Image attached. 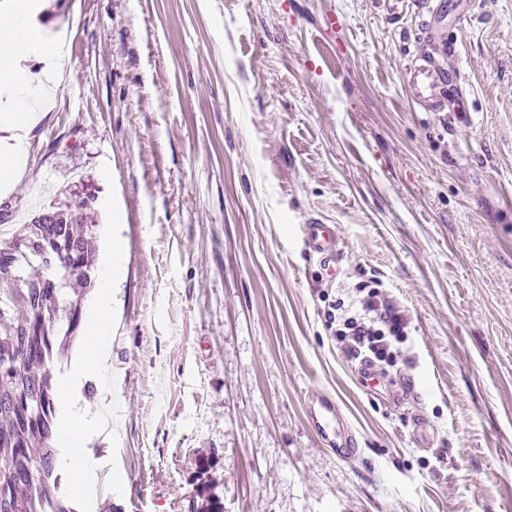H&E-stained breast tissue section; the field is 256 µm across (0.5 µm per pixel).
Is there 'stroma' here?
<instances>
[{"instance_id": "35a3bbf8", "label": "stroma", "mask_w": 512, "mask_h": 512, "mask_svg": "<svg viewBox=\"0 0 512 512\" xmlns=\"http://www.w3.org/2000/svg\"><path fill=\"white\" fill-rule=\"evenodd\" d=\"M425 0H48L67 81L0 197V239L81 189L121 239L112 428L76 512H512V0L438 28L462 96L405 78ZM334 225L339 273L303 235ZM407 314L378 390L339 290ZM331 397L356 443L318 432Z\"/></svg>"}]
</instances>
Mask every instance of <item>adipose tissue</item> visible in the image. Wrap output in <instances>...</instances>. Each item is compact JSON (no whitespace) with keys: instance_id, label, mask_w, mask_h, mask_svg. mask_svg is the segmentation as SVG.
Returning <instances> with one entry per match:
<instances>
[{"instance_id":"adipose-tissue-1","label":"adipose tissue","mask_w":512,"mask_h":512,"mask_svg":"<svg viewBox=\"0 0 512 512\" xmlns=\"http://www.w3.org/2000/svg\"><path fill=\"white\" fill-rule=\"evenodd\" d=\"M41 0H0V49L9 62L0 66V192L10 188L19 177V163L27 150L32 130L45 109L34 105V94L51 99L62 81L61 43L47 36L30 20L42 11ZM98 264L93 294L95 314L82 338L83 353L72 365L75 374L101 369L102 352L112 337V281L116 258L123 251L120 242L107 240ZM104 422L83 407H73L57 430V443L65 448L63 463L71 487L82 493L91 472L88 452L90 434H103Z\"/></svg>"}]
</instances>
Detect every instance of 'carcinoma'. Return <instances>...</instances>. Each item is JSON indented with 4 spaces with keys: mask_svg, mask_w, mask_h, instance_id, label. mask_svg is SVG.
Returning <instances> with one entry per match:
<instances>
[{
    "mask_svg": "<svg viewBox=\"0 0 512 512\" xmlns=\"http://www.w3.org/2000/svg\"><path fill=\"white\" fill-rule=\"evenodd\" d=\"M89 214L72 224L29 223L0 243V264L11 261L31 269L25 280L44 277L47 264L72 272L68 283L30 288L0 277V393H11V408L0 411V507L10 512H74L53 475L58 449L50 444L57 417V395L51 365L75 338L81 299L91 287L95 264L90 240L95 225ZM31 243L49 263L17 256L12 244Z\"/></svg>",
    "mask_w": 512,
    "mask_h": 512,
    "instance_id": "carcinoma-1",
    "label": "carcinoma"
}]
</instances>
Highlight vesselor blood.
Instances as JSON below:
<instances>
[{
  "mask_svg": "<svg viewBox=\"0 0 512 512\" xmlns=\"http://www.w3.org/2000/svg\"><path fill=\"white\" fill-rule=\"evenodd\" d=\"M446 8V0H432L429 6L430 18L422 29V36L428 48L410 59L405 72L407 80L421 88L423 101L435 111L444 110L448 105L447 98L441 97L440 92L448 84V69L444 59L449 47L438 42L436 33V24L444 15ZM305 235L309 247L318 255L327 277L335 278L338 266L334 227L315 221L306 225ZM312 419L322 435L340 438L345 434L344 425L331 399H319L317 405L313 407Z\"/></svg>",
  "mask_w": 512,
  "mask_h": 512,
  "instance_id": "b4317fda",
  "label": "vessel or blood"
}]
</instances>
